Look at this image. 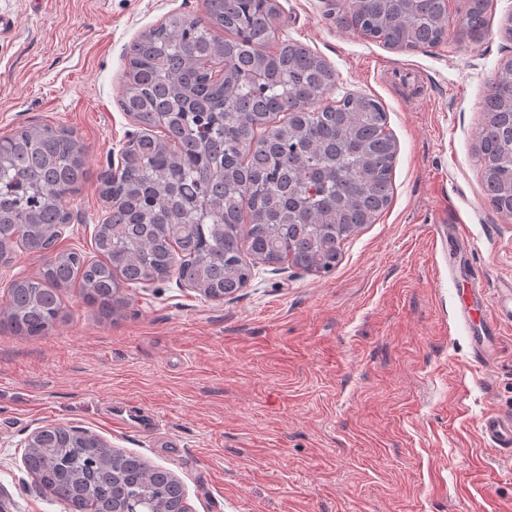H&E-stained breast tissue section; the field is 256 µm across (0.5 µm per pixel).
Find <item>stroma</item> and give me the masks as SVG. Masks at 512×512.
<instances>
[{
    "instance_id": "obj_1",
    "label": "stroma",
    "mask_w": 512,
    "mask_h": 512,
    "mask_svg": "<svg viewBox=\"0 0 512 512\" xmlns=\"http://www.w3.org/2000/svg\"><path fill=\"white\" fill-rule=\"evenodd\" d=\"M275 36L336 72L331 100L377 98L397 142L393 193L330 272L258 264L209 300L176 279L125 289L107 315L62 291L45 335L0 326V512H66L24 464L48 426L80 428L170 472L188 512H512V462L481 420L512 412V324L491 363L456 317L450 266L512 306V218L491 206L474 150L512 0H491L481 41L448 0L435 47L388 49L328 19L325 0H277ZM204 0H0V136L34 123L85 146L86 175L57 250L93 256L108 211L99 176L132 123L126 52ZM461 229L446 242L445 225ZM132 423H112L116 409Z\"/></svg>"
}]
</instances>
